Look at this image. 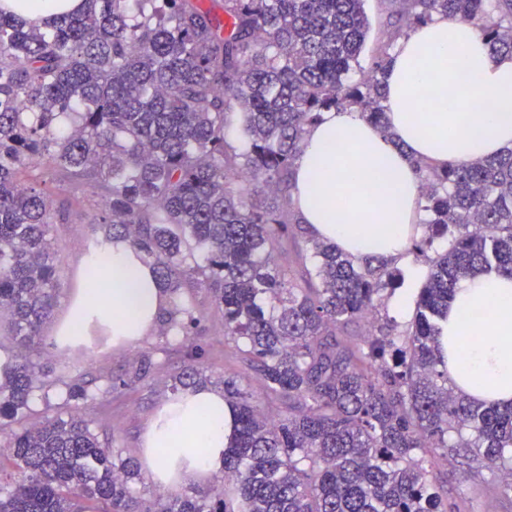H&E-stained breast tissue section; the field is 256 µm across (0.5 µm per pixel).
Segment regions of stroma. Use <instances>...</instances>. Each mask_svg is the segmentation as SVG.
Listing matches in <instances>:
<instances>
[{
	"instance_id": "stroma-1",
	"label": "stroma",
	"mask_w": 512,
	"mask_h": 512,
	"mask_svg": "<svg viewBox=\"0 0 512 512\" xmlns=\"http://www.w3.org/2000/svg\"><path fill=\"white\" fill-rule=\"evenodd\" d=\"M106 207L104 198L87 193L71 206L67 223L55 225L54 247L60 259V273L56 281L58 291L57 313H64L74 284V274L80 257L93 244L92 226L98 214ZM193 301L203 319L194 329L193 345L200 348V361L212 377L225 378L235 373V366L224 357V333L220 320L210 310L209 293L198 289ZM167 337L151 334L126 350L100 349L91 353H74L59 356L52 345L51 335L35 341L32 349L36 359H65L73 373L86 378L105 377L121 389L124 400L120 405L103 404L83 408V415L91 419L100 440L119 451L121 458L140 459V436L155 410L171 396L168 369H151L140 381L131 376L143 358L159 361ZM439 483L466 496L471 512H503L500 500L492 492L498 479L491 472H484L481 479L464 480L460 473L452 472L448 465H440Z\"/></svg>"
}]
</instances>
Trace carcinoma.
<instances>
[{"mask_svg": "<svg viewBox=\"0 0 512 512\" xmlns=\"http://www.w3.org/2000/svg\"><path fill=\"white\" fill-rule=\"evenodd\" d=\"M83 0L27 23L0 8V318L14 345L0 377V512H469L440 493L438 462L489 470L512 496V407L448 384L440 338L458 282L512 277V149L468 163L415 161L425 231L408 252L428 265L406 327L381 313L401 272L309 235L292 206L295 160L322 113L353 107L386 131L385 78L407 31L437 14L469 22L512 55V0H379L387 22L353 82L366 0ZM239 115L246 146L226 139ZM49 181L107 200L92 253L124 238L154 266L173 337L189 347L190 294L210 293L224 343L258 394L222 380L236 427L221 486L147 499L78 403L112 401L108 378L45 369L20 351L57 305L51 229L68 222ZM296 266L280 262L285 243ZM173 394L209 383L188 354ZM42 402L38 421L22 419Z\"/></svg>", "mask_w": 512, "mask_h": 512, "instance_id": "cac0c4a2", "label": "carcinoma"}]
</instances>
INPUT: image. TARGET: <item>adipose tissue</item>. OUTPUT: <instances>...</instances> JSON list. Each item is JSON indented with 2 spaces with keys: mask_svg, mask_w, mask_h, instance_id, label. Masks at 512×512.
Returning a JSON list of instances; mask_svg holds the SVG:
<instances>
[{
  "mask_svg": "<svg viewBox=\"0 0 512 512\" xmlns=\"http://www.w3.org/2000/svg\"><path fill=\"white\" fill-rule=\"evenodd\" d=\"M385 83L387 131L350 109L324 112L308 127L292 199L313 237L356 258L394 261L405 255L423 207L414 160L460 163L512 147V57H491L478 28L437 15L399 40ZM342 205L348 217L338 223ZM109 253L104 293L76 290L53 327L58 348L89 352L100 335L127 348L157 328L169 297L152 266L122 238ZM443 346L456 392L486 405L512 404V278L462 279L448 305ZM234 427L221 392L187 390L148 422L142 468L163 492L208 482L224 467Z\"/></svg>",
  "mask_w": 512,
  "mask_h": 512,
  "instance_id": "1",
  "label": "adipose tissue"
}]
</instances>
